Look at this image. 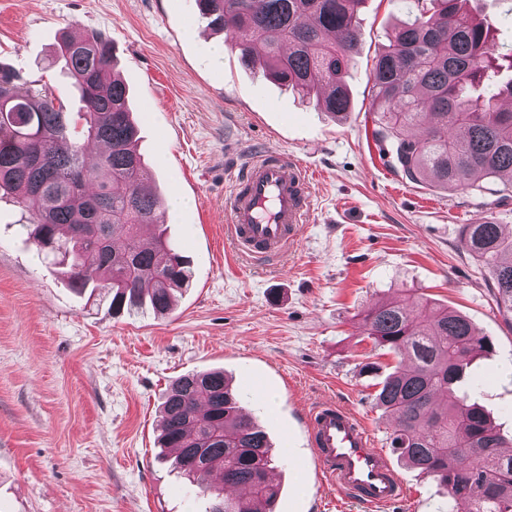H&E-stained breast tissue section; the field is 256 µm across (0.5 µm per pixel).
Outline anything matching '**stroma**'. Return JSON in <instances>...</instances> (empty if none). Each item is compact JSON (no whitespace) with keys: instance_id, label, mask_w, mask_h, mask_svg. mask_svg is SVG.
<instances>
[{"instance_id":"35a3bbf8","label":"stroma","mask_w":512,"mask_h":512,"mask_svg":"<svg viewBox=\"0 0 512 512\" xmlns=\"http://www.w3.org/2000/svg\"><path fill=\"white\" fill-rule=\"evenodd\" d=\"M467 7L512 50V0ZM359 17L351 110L335 118L244 66L195 0H0V63L70 110L71 83L51 65L59 36L111 38L153 186L191 202L166 227L196 273L168 315L113 317L108 297L78 296L39 255L21 230L29 213L0 200V512H205L157 440L171 383L211 369L268 435L275 512H370L317 474L307 413L340 403L389 448L392 420L363 366L398 359L374 348L358 313L409 294L462 312L492 342L473 363L472 397L512 435V313L460 246L478 200L407 181L373 141V64L406 4L365 0ZM272 144L315 173L313 208L296 249L255 263L224 238V197L249 153ZM394 466L406 488L395 512H448L435 480Z\"/></svg>"}]
</instances>
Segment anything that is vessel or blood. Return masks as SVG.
Instances as JSON below:
<instances>
[{
  "instance_id": "b4317fda",
  "label": "vessel or blood",
  "mask_w": 512,
  "mask_h": 512,
  "mask_svg": "<svg viewBox=\"0 0 512 512\" xmlns=\"http://www.w3.org/2000/svg\"><path fill=\"white\" fill-rule=\"evenodd\" d=\"M312 203L313 177L303 162L279 150H261L233 178L224 201L225 237L249 259L277 260L298 244ZM307 423L322 478L373 512L405 498L389 456L374 447L355 414L326 400L311 408Z\"/></svg>"
}]
</instances>
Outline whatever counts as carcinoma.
Here are the masks:
<instances>
[{
  "instance_id": "carcinoma-1",
  "label": "carcinoma",
  "mask_w": 512,
  "mask_h": 512,
  "mask_svg": "<svg viewBox=\"0 0 512 512\" xmlns=\"http://www.w3.org/2000/svg\"><path fill=\"white\" fill-rule=\"evenodd\" d=\"M362 2L196 0L210 26L232 37L245 65L259 64L272 80L314 95L335 116L350 107L344 73ZM462 2L408 0L407 20L374 61L373 136L409 181L466 188L481 199L483 215L463 225L460 243L488 267L495 301L512 312V239L493 216L498 199L512 192V109L500 106L512 99V78L496 79L491 32ZM57 54L74 79L77 112L0 65V197L32 215L30 237L66 266L75 291L111 295L114 316L143 308L165 316L194 271L163 230L151 250L141 247L142 227L154 223L163 200L136 149L138 128L111 42L100 31L65 35ZM417 126L419 135L411 133ZM81 135L107 145L92 164ZM363 322L374 347L409 360L378 381L373 396L394 418L390 447L445 489L448 512H512L507 439L459 391L489 343L462 314L412 296L372 305ZM161 414L160 447L179 449L175 467L212 499L208 512H273L280 489L268 478L271 445L254 419L242 417L224 371L175 379ZM240 484L247 498L226 496Z\"/></svg>"
}]
</instances>
